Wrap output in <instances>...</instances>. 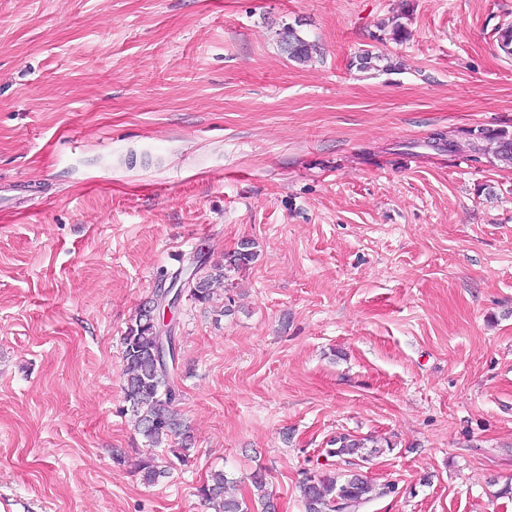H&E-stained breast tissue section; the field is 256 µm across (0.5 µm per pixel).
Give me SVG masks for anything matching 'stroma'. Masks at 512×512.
<instances>
[{"label":"stroma","mask_w":512,"mask_h":512,"mask_svg":"<svg viewBox=\"0 0 512 512\" xmlns=\"http://www.w3.org/2000/svg\"><path fill=\"white\" fill-rule=\"evenodd\" d=\"M508 23L512 0H0V512H212L217 471L304 512L343 434L378 442L359 512H512V164L429 145L512 137ZM244 240L250 268L173 311L181 464L128 409L122 337ZM282 42L288 51V56L299 62H306L312 58V54H317V45L308 42L297 35L296 31L289 27L283 32Z\"/></svg>","instance_id":"stroma-1"}]
</instances>
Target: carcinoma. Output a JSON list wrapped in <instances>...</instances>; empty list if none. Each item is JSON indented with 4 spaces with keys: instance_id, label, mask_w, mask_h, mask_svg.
Instances as JSON below:
<instances>
[{
    "instance_id": "obj_1",
    "label": "carcinoma",
    "mask_w": 512,
    "mask_h": 512,
    "mask_svg": "<svg viewBox=\"0 0 512 512\" xmlns=\"http://www.w3.org/2000/svg\"><path fill=\"white\" fill-rule=\"evenodd\" d=\"M282 42L288 56L306 62L317 52V45L297 35L289 27L283 32ZM257 258L254 242L244 241L240 247L224 255V263L210 269L193 267V285L188 295L196 302H206L214 290L225 286L229 273L247 269ZM124 395L138 427L144 437L154 445L168 439L178 440V447L170 449L180 462L191 456V439L176 409L177 390L174 385L175 367H165L157 359V336L150 324L146 307H141L123 337ZM336 448L330 455L341 460L359 454L365 444L346 435L333 440ZM142 480L155 483L166 471L158 468L151 458L140 462ZM228 479L222 473L212 476L211 482L202 484L198 492L212 504L215 512H250L247 502L227 493ZM305 512H356V508L369 502L373 495L387 494L375 489L374 484L350 469L339 473H318L305 479L300 487Z\"/></svg>"
}]
</instances>
